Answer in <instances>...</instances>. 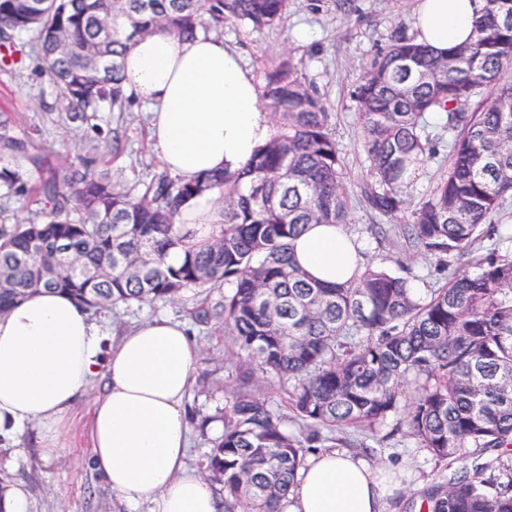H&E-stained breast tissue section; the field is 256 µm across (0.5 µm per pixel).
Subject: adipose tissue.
Listing matches in <instances>:
<instances>
[{"label":"adipose tissue","instance_id":"adipose-tissue-1","mask_svg":"<svg viewBox=\"0 0 512 512\" xmlns=\"http://www.w3.org/2000/svg\"><path fill=\"white\" fill-rule=\"evenodd\" d=\"M483 0H417L414 32L435 54L465 43ZM123 94L148 104L150 133L171 174L238 172L268 143L272 128L256 81L223 39L146 34L123 60ZM292 258L328 284L351 279L365 262L359 242L336 224H312ZM98 325L69 296L43 292L0 314V436L42 430L40 448L59 457L67 413L97 376L89 441L105 483L149 512H219L213 485L186 464L184 397L199 348L186 328L155 318L104 346ZM392 488L366 460L333 449L297 473L283 512H386Z\"/></svg>","mask_w":512,"mask_h":512}]
</instances>
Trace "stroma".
Returning <instances> with one entry per match:
<instances>
[{
    "instance_id": "stroma-1",
    "label": "stroma",
    "mask_w": 512,
    "mask_h": 512,
    "mask_svg": "<svg viewBox=\"0 0 512 512\" xmlns=\"http://www.w3.org/2000/svg\"><path fill=\"white\" fill-rule=\"evenodd\" d=\"M414 0H352L341 7L338 0H292L283 22L274 28L255 31L238 23L225 24L220 32L226 45L236 49L257 83L287 58L293 59L307 84L317 88L331 112L330 129L345 164V177L351 196V222L346 229L364 245L366 263L387 271L411 267L420 277L419 288H436L446 277L436 269L432 257L405 251L397 243V226L381 223L379 216L359 201L360 191L370 179L361 148L362 128L350 92L364 68L382 52L395 26L413 27ZM44 78L31 66L20 63L9 72L0 71V106L14 109L25 131L41 129V140L52 165L61 166L73 156L86 153L89 132L58 114H46L40 93L47 88ZM96 122L103 128H119L122 149L118 156H104L106 168L117 184L145 176L162 161L149 136V115L139 105L115 112L102 107ZM385 234H378V226ZM195 292L184 293L176 302L117 304L98 314L104 331L131 330L147 320L163 315L186 323L201 351L199 366L188 389L185 404L191 416H220L224 407L223 385L228 378L225 360L228 344L222 332L193 324L191 310ZM103 380L89 383L83 395L66 416L60 440L63 456L45 458L35 444L34 431H27L14 445L0 447V469L13 476L23 488L27 512H148L147 505L130 507L112 493L96 470L91 456L87 422L92 400L102 391ZM394 420L380 428L379 438L352 434V444L367 443L377 448L375 462L386 467L400 487L390 499V512H404L407 504L421 500L422 491L441 481L444 472L430 460L424 449L412 440L394 434Z\"/></svg>"
}]
</instances>
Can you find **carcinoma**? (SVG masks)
<instances>
[{
  "label": "carcinoma",
  "instance_id": "1",
  "mask_svg": "<svg viewBox=\"0 0 512 512\" xmlns=\"http://www.w3.org/2000/svg\"><path fill=\"white\" fill-rule=\"evenodd\" d=\"M289 0H0L6 67L27 59L57 91L55 107L119 152V132L92 123L102 103L127 111L122 57L133 39L208 35L228 21L277 26ZM512 0H485L473 39L445 57L397 27L352 91L371 182L369 211L398 220L404 248L448 272L416 278L366 265L343 284L310 279L291 241L310 224L351 223L331 115L293 64L266 75L261 97L276 133L236 175L191 181L156 167L128 185L94 155L49 166L34 132L0 110V314L41 290L90 311L173 301L195 288L198 324L224 328L233 349L223 430L206 468L224 512H282L306 454L337 434L373 436L400 416L448 478L423 494L426 512H512V251L453 264L490 239L512 204ZM443 111L448 153L414 205L406 173L439 153L425 115ZM221 192L220 221L180 230L181 206ZM40 207L16 216L13 203ZM171 249L183 253L165 263ZM220 300L212 303L213 294ZM264 379L287 385L275 404Z\"/></svg>",
  "mask_w": 512,
  "mask_h": 512
}]
</instances>
